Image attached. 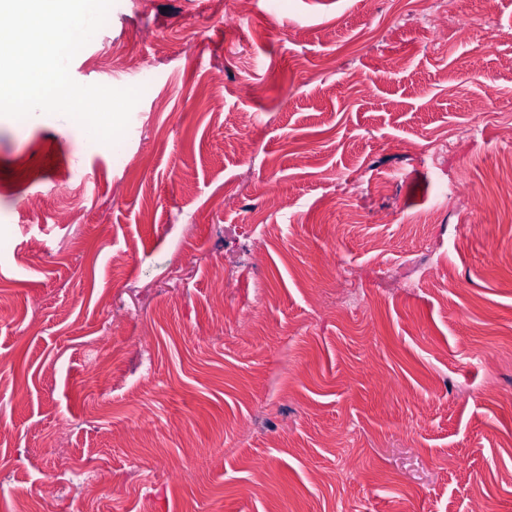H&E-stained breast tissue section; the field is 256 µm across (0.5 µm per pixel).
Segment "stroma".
Listing matches in <instances>:
<instances>
[{
	"mask_svg": "<svg viewBox=\"0 0 512 512\" xmlns=\"http://www.w3.org/2000/svg\"><path fill=\"white\" fill-rule=\"evenodd\" d=\"M433 2L115 0L135 138L0 117V512H512V0Z\"/></svg>",
	"mask_w": 512,
	"mask_h": 512,
	"instance_id": "stroma-1",
	"label": "stroma"
}]
</instances>
